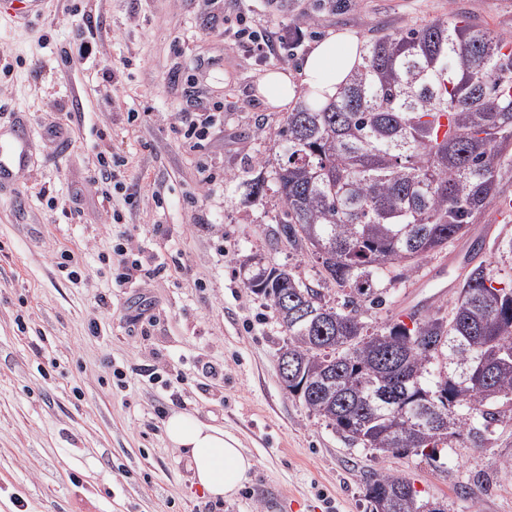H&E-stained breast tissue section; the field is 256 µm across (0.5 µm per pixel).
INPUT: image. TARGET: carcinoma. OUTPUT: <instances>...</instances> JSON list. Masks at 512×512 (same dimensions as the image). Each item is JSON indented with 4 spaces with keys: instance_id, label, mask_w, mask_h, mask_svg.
<instances>
[{
    "instance_id": "obj_1",
    "label": "carcinoma",
    "mask_w": 512,
    "mask_h": 512,
    "mask_svg": "<svg viewBox=\"0 0 512 512\" xmlns=\"http://www.w3.org/2000/svg\"><path fill=\"white\" fill-rule=\"evenodd\" d=\"M362 62L335 99L287 113L272 180L276 231L311 254L319 279L255 269L248 288L271 302L292 365L284 389L351 445L434 460L452 438L472 448L512 420V285L471 248L451 313L368 333L360 312L383 302L393 269L415 266L470 235L500 197L512 146V37L442 16L404 31L371 28ZM345 292L329 305L321 285ZM391 386L395 408L379 397ZM438 415L410 422L411 409ZM371 512H433L411 481L375 473Z\"/></svg>"
}]
</instances>
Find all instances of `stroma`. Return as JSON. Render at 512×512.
<instances>
[{"label":"stroma","instance_id":"obj_1","mask_svg":"<svg viewBox=\"0 0 512 512\" xmlns=\"http://www.w3.org/2000/svg\"><path fill=\"white\" fill-rule=\"evenodd\" d=\"M241 14L274 32L275 55L236 47ZM444 15L512 34V0H44L26 25L0 15V118L16 112L34 130L68 134L61 148L35 139L16 195L0 194V512H370L364 485L375 472L409 478L446 512H512V421L485 447L455 441L433 462L348 444L282 388L287 336L244 284L255 260L309 281L317 271L275 240L277 194L246 199L254 171L281 153L273 133L284 115L257 96L260 77L297 73L331 32L365 40L373 25ZM89 20L94 54L66 61ZM214 110L222 123L186 137ZM114 155L125 188L104 198L99 160ZM476 228L483 260L512 282L498 251L512 217L490 209ZM124 233L186 272L113 288L112 245ZM457 248L384 281L383 305L362 310L368 330L409 299L450 312L456 292L423 282ZM65 250L80 282L57 267ZM449 267L451 279L464 277ZM205 361L223 365V379L206 382ZM148 365L160 383L141 376ZM174 411L224 427L251 456L235 496L214 500L194 484L163 430ZM481 473L492 475L488 487L474 485Z\"/></svg>","mask_w":512,"mask_h":512}]
</instances>
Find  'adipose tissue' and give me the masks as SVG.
Wrapping results in <instances>:
<instances>
[{
	"mask_svg": "<svg viewBox=\"0 0 512 512\" xmlns=\"http://www.w3.org/2000/svg\"><path fill=\"white\" fill-rule=\"evenodd\" d=\"M360 45L355 33H331L311 48L298 74L267 70L257 91L268 107L277 110L289 109L309 92L330 101L357 64ZM164 431L169 443L183 451L195 484L210 497H233L248 481L253 461L223 428L175 411L166 418Z\"/></svg>",
	"mask_w": 512,
	"mask_h": 512,
	"instance_id": "adipose-tissue-1",
	"label": "adipose tissue"
}]
</instances>
